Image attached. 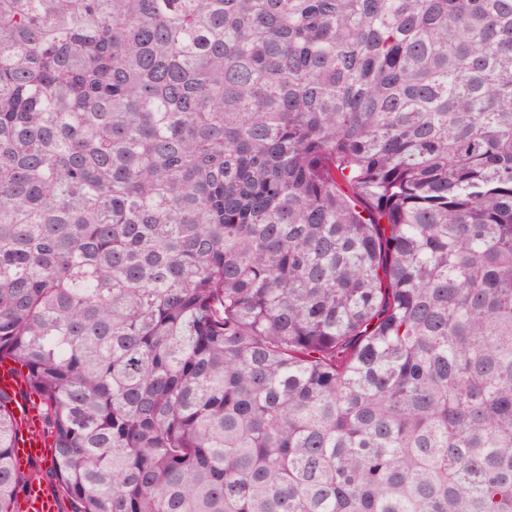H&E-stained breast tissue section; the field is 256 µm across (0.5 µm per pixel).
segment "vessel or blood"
<instances>
[{"label": "vessel or blood", "mask_w": 512, "mask_h": 512, "mask_svg": "<svg viewBox=\"0 0 512 512\" xmlns=\"http://www.w3.org/2000/svg\"><path fill=\"white\" fill-rule=\"evenodd\" d=\"M25 386L10 362L0 363V392L9 396L10 407L21 428L13 450L18 468H26L29 462L41 459L47 440L41 433V415L35 410L25 392ZM24 512H59L60 501L51 488L45 485L31 486L22 498Z\"/></svg>", "instance_id": "b4317fda"}]
</instances>
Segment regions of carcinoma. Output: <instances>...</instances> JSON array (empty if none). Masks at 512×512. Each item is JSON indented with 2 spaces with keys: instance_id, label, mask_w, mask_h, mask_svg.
<instances>
[{
  "instance_id": "carcinoma-1",
  "label": "carcinoma",
  "mask_w": 512,
  "mask_h": 512,
  "mask_svg": "<svg viewBox=\"0 0 512 512\" xmlns=\"http://www.w3.org/2000/svg\"><path fill=\"white\" fill-rule=\"evenodd\" d=\"M2 359L68 512H512V0H0Z\"/></svg>"
}]
</instances>
